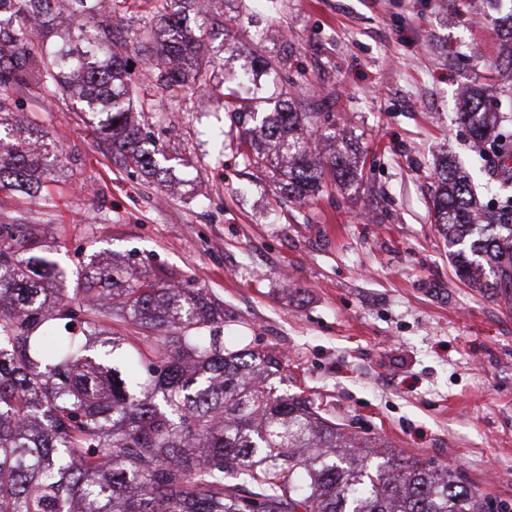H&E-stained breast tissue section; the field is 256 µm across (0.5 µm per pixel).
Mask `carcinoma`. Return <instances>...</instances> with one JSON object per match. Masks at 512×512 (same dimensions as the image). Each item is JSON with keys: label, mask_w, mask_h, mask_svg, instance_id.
Returning <instances> with one entry per match:
<instances>
[{"label": "carcinoma", "mask_w": 512, "mask_h": 512, "mask_svg": "<svg viewBox=\"0 0 512 512\" xmlns=\"http://www.w3.org/2000/svg\"><path fill=\"white\" fill-rule=\"evenodd\" d=\"M0 0V192L55 181V146L8 140L27 130L14 95L74 101L97 142L127 169L153 175L168 158L135 114L198 93L224 100L238 151L277 172L280 193L304 205L357 177L336 145L331 112L269 109L226 99L204 51L210 13L195 0ZM139 27H131V20ZM509 35L499 66L512 78V11L492 18ZM155 41L138 75L123 50ZM251 64L284 72L288 55L242 47ZM465 91L457 118L472 140L499 141V187L512 188L509 117ZM432 212L458 278L512 295V208L477 212L453 161L438 173ZM32 224H0V512H495L450 467L404 460L376 436L344 431L315 399L284 390L277 356L224 347V306L102 262L89 245L75 269L40 247ZM73 329H68V326Z\"/></svg>", "instance_id": "cac0c4a2"}]
</instances>
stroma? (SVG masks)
I'll return each instance as SVG.
<instances>
[{"instance_id": "obj_1", "label": "stroma", "mask_w": 512, "mask_h": 512, "mask_svg": "<svg viewBox=\"0 0 512 512\" xmlns=\"http://www.w3.org/2000/svg\"><path fill=\"white\" fill-rule=\"evenodd\" d=\"M214 82L242 91L254 44L294 48L306 71L295 106L336 115L363 170L334 195L283 200L248 167L224 105L188 96L151 118L169 128L171 168L147 182L99 148L67 102L19 96L53 141L51 202L0 193V222L37 225L70 252L88 240L224 306V343L283 358L288 390L319 398L348 432L400 456L457 468L512 512V303L453 271L431 213L434 162L452 156L487 202L489 166L458 124L463 88L482 82L502 37L452 0H213ZM481 54L484 65L468 58ZM224 131L215 140V131Z\"/></svg>"}]
</instances>
